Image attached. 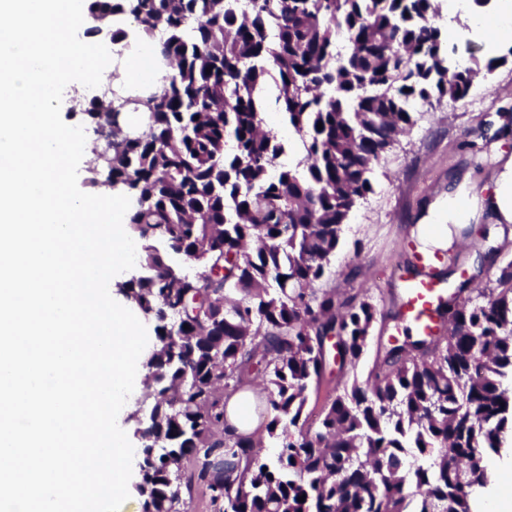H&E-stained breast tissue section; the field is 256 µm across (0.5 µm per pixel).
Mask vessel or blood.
<instances>
[{
	"instance_id": "vessel-or-blood-1",
	"label": "vessel or blood",
	"mask_w": 512,
	"mask_h": 512,
	"mask_svg": "<svg viewBox=\"0 0 512 512\" xmlns=\"http://www.w3.org/2000/svg\"><path fill=\"white\" fill-rule=\"evenodd\" d=\"M413 262L416 272L401 276L404 292L401 323L419 335L432 336L443 328L439 309L449 298L444 283L436 276L440 257L434 253L417 252Z\"/></svg>"
}]
</instances>
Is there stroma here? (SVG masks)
<instances>
[{"label":"stroma","instance_id":"stroma-1","mask_svg":"<svg viewBox=\"0 0 512 512\" xmlns=\"http://www.w3.org/2000/svg\"><path fill=\"white\" fill-rule=\"evenodd\" d=\"M450 66H473L490 57L487 35L471 32L468 14L440 13ZM414 125L375 164L373 191L361 200L344 226L343 244L332 259L327 287L347 297L372 288L378 314L368 349L359 363L366 378L386 344L402 288L395 275L415 244L417 227L449 200H476L474 230H486L480 250L461 249L450 277L493 278L512 256V236L494 205L497 183L512 160V59L493 72L478 70L469 94L456 102L419 105Z\"/></svg>","mask_w":512,"mask_h":512}]
</instances>
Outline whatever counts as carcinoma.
I'll use <instances>...</instances> for the list:
<instances>
[{
  "mask_svg": "<svg viewBox=\"0 0 512 512\" xmlns=\"http://www.w3.org/2000/svg\"><path fill=\"white\" fill-rule=\"evenodd\" d=\"M88 11L162 35L155 54L174 70L159 88L74 106L108 148L89 184L136 201L126 224L144 275L119 291L155 333L129 415L141 512H187L196 485L210 512H472L485 452L512 436V260L475 296L456 289L442 308L449 335L403 328L362 381L347 374L367 351L374 297L321 288L413 105L470 91L474 70L448 67L437 0H89ZM269 78L303 141L291 165L263 128ZM114 110L148 121L112 128ZM469 236L450 265L480 247ZM329 336L341 375L313 419ZM246 385L260 389L258 437L224 427V398Z\"/></svg>",
  "mask_w": 512,
  "mask_h": 512,
  "instance_id": "carcinoma-1",
  "label": "carcinoma"
}]
</instances>
